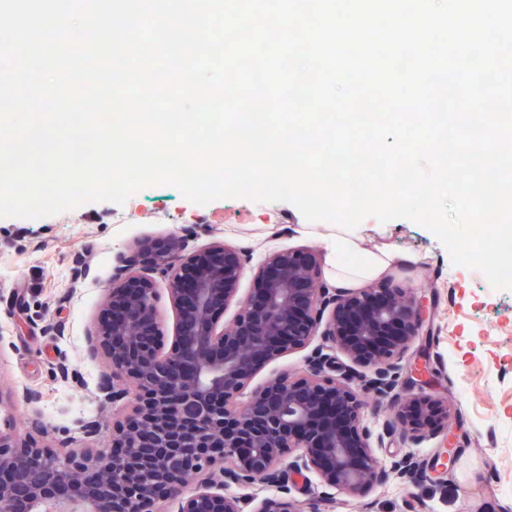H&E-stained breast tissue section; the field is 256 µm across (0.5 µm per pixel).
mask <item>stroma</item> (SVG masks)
<instances>
[{"label": "stroma", "mask_w": 512, "mask_h": 512, "mask_svg": "<svg viewBox=\"0 0 512 512\" xmlns=\"http://www.w3.org/2000/svg\"><path fill=\"white\" fill-rule=\"evenodd\" d=\"M299 210L288 202L223 198L198 205L171 186H151L128 202L86 203L38 219L0 217V444L73 451H106L121 411L96 400L105 361L84 355L118 258L136 241L184 236L188 248L227 242L248 251L252 263L283 248L321 241L302 234ZM363 248L419 256L395 264L376 285H412L425 297L431 333L417 337L408 362L426 366L419 387L448 401L457 434L453 462L437 464L441 437L412 451L425 475L393 477L364 496L339 494L320 512H505L512 508V290L491 286L475 270L453 265L427 228L407 219L369 217L356 228ZM78 381L54 375L60 361ZM38 393L37 401L24 398ZM99 421L96 436L84 430Z\"/></svg>", "instance_id": "1"}]
</instances>
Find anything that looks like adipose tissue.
<instances>
[{
	"label": "adipose tissue",
	"mask_w": 512,
	"mask_h": 512,
	"mask_svg": "<svg viewBox=\"0 0 512 512\" xmlns=\"http://www.w3.org/2000/svg\"><path fill=\"white\" fill-rule=\"evenodd\" d=\"M307 233L323 243L327 261L334 268L336 282L341 286L348 287L372 279L393 264L416 261L411 254L394 251L375 253L362 249L350 224H311Z\"/></svg>",
	"instance_id": "ef3b65f1"
}]
</instances>
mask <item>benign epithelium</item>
I'll return each mask as SVG.
<instances>
[{"instance_id":"1","label":"benign epithelium","mask_w":512,"mask_h":512,"mask_svg":"<svg viewBox=\"0 0 512 512\" xmlns=\"http://www.w3.org/2000/svg\"><path fill=\"white\" fill-rule=\"evenodd\" d=\"M160 265L164 290L154 277ZM163 291L176 316L171 335L157 310ZM428 319L407 287L327 283L311 247L252 265L224 242L188 251L178 237L141 241L121 256L86 335L87 355L107 365L98 401L123 412L112 452L59 463L48 448L0 444V512H159L162 503L173 512H316L292 495L312 476L322 501L413 477L411 456L385 464L374 448L386 439L409 448L442 432L452 447L448 403L392 375ZM308 347L302 374H274L244 395L265 365ZM331 350L351 365H336ZM357 381L393 410L377 436L363 424L368 401ZM248 485L273 493L232 491Z\"/></svg>"}]
</instances>
